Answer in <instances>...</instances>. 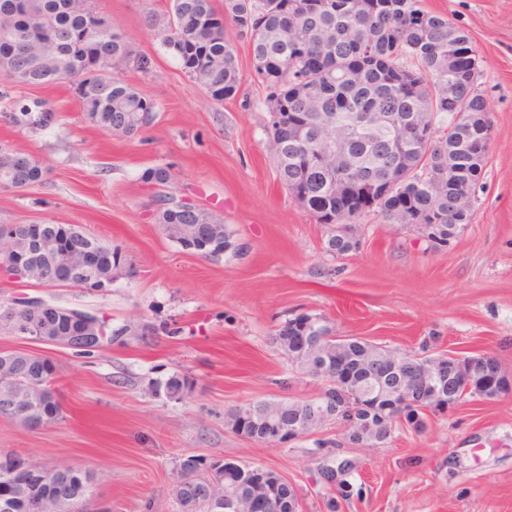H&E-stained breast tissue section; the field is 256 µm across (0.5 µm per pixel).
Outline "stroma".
<instances>
[{
	"label": "stroma",
	"mask_w": 512,
	"mask_h": 512,
	"mask_svg": "<svg viewBox=\"0 0 512 512\" xmlns=\"http://www.w3.org/2000/svg\"><path fill=\"white\" fill-rule=\"evenodd\" d=\"M100 5L151 59L150 73L132 68L121 78L156 103L157 118L136 137L111 135L85 120L69 84L0 83V144L47 170L24 190H0V224H71L119 249L109 292L37 293L135 333L89 354L0 334V351L52 358L64 408L62 420L39 430L0 417V451L96 473V503L109 512H177L172 488L192 456L274 469L296 487L300 512H326L314 477L316 444L329 440L332 454L355 463L363 491L341 512H512V395L465 399L430 416L425 432L400 428L376 447L340 444L332 423L284 446L256 443L225 424L236 406L320 392L272 341L302 312L326 317L338 335L391 350L488 354L512 374V0L420 2L469 33L492 121L470 224L439 247L370 211L356 221L359 249L342 257L326 253L328 226L277 179L249 34L225 25L240 87L218 104L146 23L167 11L168 0ZM36 100L53 112L49 126L13 121ZM150 167L169 168L166 192L224 222L243 253L206 259L169 240L153 213L156 188L140 179ZM175 374L194 379L187 398L149 394L151 382Z\"/></svg>",
	"instance_id": "stroma-1"
}]
</instances>
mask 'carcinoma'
<instances>
[{
  "label": "carcinoma",
  "mask_w": 512,
  "mask_h": 512,
  "mask_svg": "<svg viewBox=\"0 0 512 512\" xmlns=\"http://www.w3.org/2000/svg\"><path fill=\"white\" fill-rule=\"evenodd\" d=\"M95 0H0V79L11 84L45 85L69 80L72 62L85 68L108 62L113 73L133 67L143 73L152 69L151 59L140 55L126 35L114 28ZM368 9L355 8L353 0H224L219 13L214 0H171L163 17L148 16L158 32L179 39L183 48L169 50L181 71L202 86L220 104L239 86L235 58L224 39L229 16L241 31L250 34L253 55L265 59L258 71L269 94L266 105H275L284 123H296L302 136L290 138L288 130L268 125L269 149L280 150L275 160L277 177L284 188L302 187L300 202L318 223L337 220L335 198L329 192L330 171L342 160L323 165L308 161L319 146V123L324 113L336 114V126L351 130L350 158L365 164L352 173L360 178L382 177L394 167L408 180L402 196L412 200L415 212L434 217L441 235L448 228L467 224L457 197L473 188L484 164L470 162V154L490 139L491 120L486 102L475 86L473 50L466 31L447 18L420 7V0H364ZM304 76L312 87L309 95L291 82ZM457 108L448 109V95ZM77 98L85 119L93 126L113 132L121 129L132 137L141 133L139 113L145 97L134 87L112 78V92L103 96L99 87L80 83ZM368 113L389 118L390 125L369 131L361 123ZM433 126L430 140L407 136L411 125ZM10 187L24 188L39 177L38 161L15 151ZM142 180L166 185L171 173L164 167L149 168ZM190 212L170 214L161 228L170 240L181 235L180 225L193 224ZM212 232L224 241V251L236 255L242 247L232 241L226 225L210 219ZM350 248L349 235L329 234L326 252L343 256ZM345 352L329 343L303 356L302 371L322 383L320 396L334 399L333 368L346 359L357 367L354 386L363 392L392 389L396 375L384 376L380 364L387 349L365 340L344 337ZM416 353L399 354L409 371L407 387L428 383L417 366ZM48 360L37 356L5 366L0 363V405L21 400L25 382L45 370ZM307 398L265 400L253 403L257 422L286 424ZM354 464L336 458V469L316 468L315 483L331 491L325 500L327 512H339L341 502L354 496ZM37 512H92L82 498L73 508L54 501L40 503Z\"/></svg>",
  "instance_id": "obj_1"
}]
</instances>
